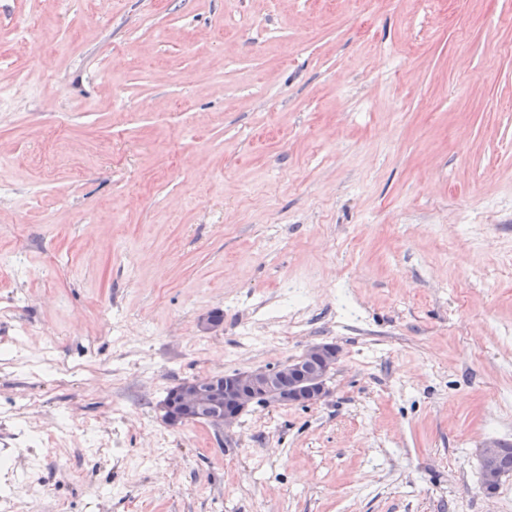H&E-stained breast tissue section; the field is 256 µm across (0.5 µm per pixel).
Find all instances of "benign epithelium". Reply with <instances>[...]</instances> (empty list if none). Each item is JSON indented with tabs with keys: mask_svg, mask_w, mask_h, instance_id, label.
I'll list each match as a JSON object with an SVG mask.
<instances>
[{
	"mask_svg": "<svg viewBox=\"0 0 512 512\" xmlns=\"http://www.w3.org/2000/svg\"><path fill=\"white\" fill-rule=\"evenodd\" d=\"M338 361L336 345L317 343L295 361L280 367L185 380L173 389L166 403V420L172 426H182L196 419V412L206 409L210 411L208 423L222 428L260 400L288 405L317 403L328 394L327 379ZM285 378L286 389L281 387ZM497 458L498 448L482 449V485L488 497L506 476L498 467Z\"/></svg>",
	"mask_w": 512,
	"mask_h": 512,
	"instance_id": "7a95c632",
	"label": "benign epithelium"
}]
</instances>
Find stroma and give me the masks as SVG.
Here are the masks:
<instances>
[{"instance_id":"1","label":"stroma","mask_w":512,"mask_h":512,"mask_svg":"<svg viewBox=\"0 0 512 512\" xmlns=\"http://www.w3.org/2000/svg\"><path fill=\"white\" fill-rule=\"evenodd\" d=\"M0 29V512H512L480 457L512 445V0ZM321 342L325 401L164 423Z\"/></svg>"}]
</instances>
